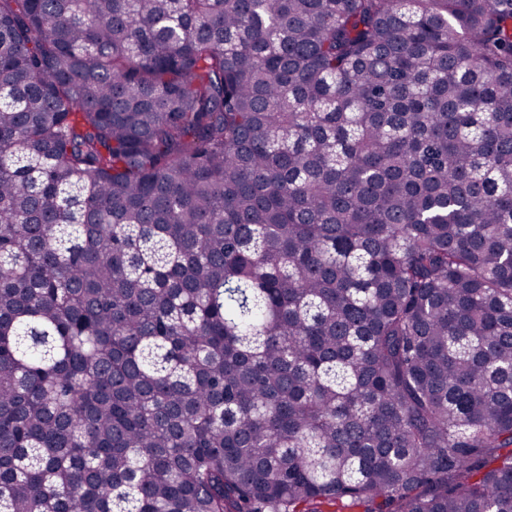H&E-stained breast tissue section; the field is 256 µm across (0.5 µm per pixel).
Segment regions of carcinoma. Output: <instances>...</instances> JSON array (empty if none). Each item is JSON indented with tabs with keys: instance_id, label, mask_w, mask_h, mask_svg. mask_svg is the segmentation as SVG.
Returning <instances> with one entry per match:
<instances>
[{
	"instance_id": "carcinoma-1",
	"label": "carcinoma",
	"mask_w": 512,
	"mask_h": 512,
	"mask_svg": "<svg viewBox=\"0 0 512 512\" xmlns=\"http://www.w3.org/2000/svg\"><path fill=\"white\" fill-rule=\"evenodd\" d=\"M512 512V0H0V512Z\"/></svg>"
}]
</instances>
